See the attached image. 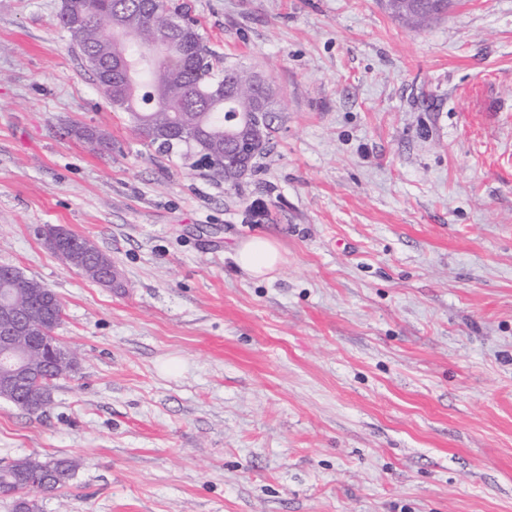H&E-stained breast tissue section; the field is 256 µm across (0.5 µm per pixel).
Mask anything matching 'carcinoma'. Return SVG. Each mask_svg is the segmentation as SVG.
<instances>
[{
  "label": "carcinoma",
  "instance_id": "carcinoma-1",
  "mask_svg": "<svg viewBox=\"0 0 512 512\" xmlns=\"http://www.w3.org/2000/svg\"><path fill=\"white\" fill-rule=\"evenodd\" d=\"M439 2L441 0H388V6L395 18L423 27L440 17ZM109 8L131 22L138 36L129 39L114 35L91 11L74 45L110 104L129 114L144 145L165 155L183 147L187 159L208 154L213 159L207 166L209 175L231 188L237 186L240 180L226 165L232 150L224 137L228 116L238 113L244 118L257 111L260 105L264 106L266 114H271L275 111L274 90L267 84L253 85L254 72L248 69L216 68L196 24L185 33L183 43L170 47L157 64L143 63V58L152 52L160 16L187 15L180 4L169 7L166 0L153 3L150 0H111ZM116 55L125 57L132 65L131 92L124 97L102 86V76L112 71V59ZM71 133L100 151L110 149V140L98 130L75 125ZM43 241L68 265L95 282L112 270V259L81 236L75 237L72 247L60 246L51 235ZM0 272L14 274L10 282L0 280V299L13 300L24 309L27 320L40 325L44 333H53L64 314L61 300H56L55 309L49 310L42 303L46 292L44 285L26 277L15 266L0 265ZM31 363L37 373L47 377L42 386L50 390L56 381L69 375L47 359L33 358ZM74 470L75 463L71 460L29 455L0 466V488L14 492V512H39L36 496L64 488ZM32 473L41 478L37 488L29 487L26 480Z\"/></svg>",
  "mask_w": 512,
  "mask_h": 512
}]
</instances>
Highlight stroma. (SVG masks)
I'll return each mask as SVG.
<instances>
[{"mask_svg":"<svg viewBox=\"0 0 512 512\" xmlns=\"http://www.w3.org/2000/svg\"><path fill=\"white\" fill-rule=\"evenodd\" d=\"M179 2L276 92L236 188L143 145L61 0H0V265L80 353L42 412L0 400V464L77 460L41 512H512V0L421 29L386 0ZM254 235L266 280L233 259ZM51 232L63 244L73 239L74 234L62 226L43 225L36 228L39 237ZM45 246L60 256L68 265L81 271L88 278L99 282L101 277L112 270V259L97 249L89 240L75 236L74 247H61L52 235L43 238ZM234 259L252 277H265L278 268L281 256L274 240L254 236L236 244Z\"/></svg>","mask_w":512,"mask_h":512,"instance_id":"1","label":"stroma"}]
</instances>
